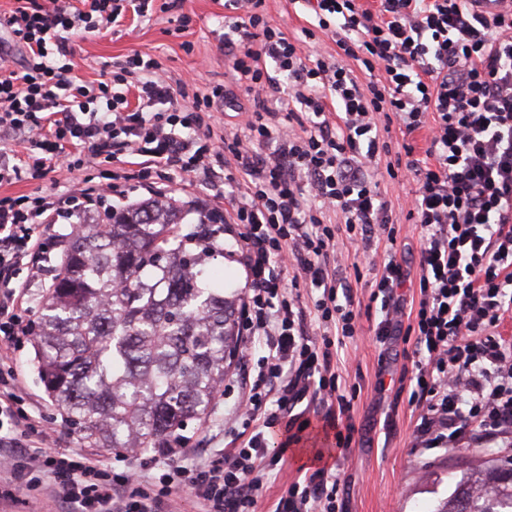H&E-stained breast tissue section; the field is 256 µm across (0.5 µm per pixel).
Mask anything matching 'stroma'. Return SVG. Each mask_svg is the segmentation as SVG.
Masks as SVG:
<instances>
[{
	"mask_svg": "<svg viewBox=\"0 0 512 512\" xmlns=\"http://www.w3.org/2000/svg\"><path fill=\"white\" fill-rule=\"evenodd\" d=\"M181 11L193 17L183 31L176 23ZM181 11L156 9L147 17L127 19L119 28L75 37V75L87 82L102 79L106 63L140 51L156 58L168 75H191L202 91L219 83L233 85L229 62L217 48L224 0H184ZM341 251L337 280L351 287L355 300L368 304L375 269L359 254L355 242L344 240ZM361 325V336L344 339L333 359L342 387L355 395L353 452L338 456L333 468L340 484V512H433L453 493L464 473L503 464L507 455L473 442L454 448L416 447L418 412L409 406L407 396L398 395L395 383L414 345L401 338L379 344L373 320H362ZM33 358L32 341L27 338L7 361L21 377L27 410L59 430L60 447H82L78 434L49 399ZM234 407V395H225L215 403L207 422L190 424L185 431L189 447L200 449L205 458L222 447L224 422ZM323 444V436L313 432L288 450L264 485L261 512H272L282 492L302 468L310 466Z\"/></svg>",
	"mask_w": 512,
	"mask_h": 512,
	"instance_id": "1",
	"label": "stroma"
}]
</instances>
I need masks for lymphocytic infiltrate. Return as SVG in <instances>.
Masks as SVG:
<instances>
[{
	"label": "lymphocytic infiltrate",
	"instance_id": "obj_1",
	"mask_svg": "<svg viewBox=\"0 0 512 512\" xmlns=\"http://www.w3.org/2000/svg\"><path fill=\"white\" fill-rule=\"evenodd\" d=\"M15 2L0 16V57L18 45L26 56L19 69L0 67V139L10 142L0 186L124 156L139 159L143 178L162 168L186 188L228 184L224 233L249 282L237 331L258 356L226 386L237 406L223 452L192 466L178 438L142 472L56 448L54 427L19 409L17 374L0 372V506L21 500L41 512L49 498L63 512H182L188 497L195 512H257L269 473L321 397L336 402L322 428L347 452L354 425L332 349L362 327L330 266L339 236L393 246L404 220L421 229L418 303L406 312L408 275L392 258L369 300L380 305L377 342L415 339L400 378L420 410L416 435L441 448L467 437L512 446V347L498 331L512 313V0L493 12L478 0H377L373 10L361 0H294L311 18L297 37L270 23L267 0H224L219 48L235 85L203 95L141 52L113 60L104 81L74 75V36L147 16L154 0ZM240 91L250 107L216 131L217 111ZM394 127L397 149L385 138ZM421 130L419 155L410 138ZM380 159L390 179L416 182L400 212L367 172ZM111 189L0 197V358L33 332L22 311L26 286L41 281L44 225L97 215ZM311 313L316 338L306 331ZM338 490L327 467L306 471L274 512H336Z\"/></svg>",
	"mask_w": 512,
	"mask_h": 512
}]
</instances>
